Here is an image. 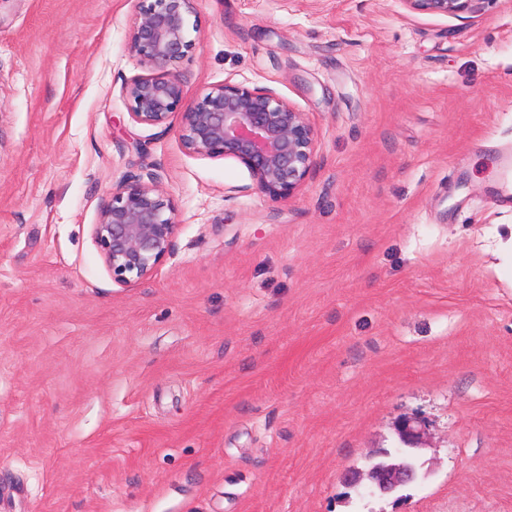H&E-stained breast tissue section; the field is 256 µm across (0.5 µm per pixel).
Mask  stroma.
Segmentation results:
<instances>
[{
    "instance_id": "obj_1",
    "label": "stroma",
    "mask_w": 512,
    "mask_h": 512,
    "mask_svg": "<svg viewBox=\"0 0 512 512\" xmlns=\"http://www.w3.org/2000/svg\"><path fill=\"white\" fill-rule=\"evenodd\" d=\"M138 0H0V512H512V0H197L189 90L269 88L316 163L288 199L129 117ZM154 174L149 277L92 236ZM426 421L422 477L343 476ZM411 10L436 16L458 17L477 12L483 0H402ZM176 211L152 176L146 182L129 175L112 189L92 235L114 282L148 277L172 253L180 226Z\"/></svg>"
}]
</instances>
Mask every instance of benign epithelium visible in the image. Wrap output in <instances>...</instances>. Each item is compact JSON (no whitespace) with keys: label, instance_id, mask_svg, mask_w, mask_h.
Masks as SVG:
<instances>
[{"label":"benign epithelium","instance_id":"benign-epithelium-1","mask_svg":"<svg viewBox=\"0 0 512 512\" xmlns=\"http://www.w3.org/2000/svg\"><path fill=\"white\" fill-rule=\"evenodd\" d=\"M195 2L139 0L126 46L149 74L125 86L131 120L167 129L173 114L180 113L178 136L188 153L236 159L249 170L256 193L284 201L314 166V130L305 113L266 88L225 82L202 87L188 100L180 66L197 48L189 34ZM402 2L416 12L460 18L477 12L484 0ZM178 230L174 202L156 180L129 175L112 190L92 235L112 280L126 285L153 274L172 253ZM425 430V421L417 416L395 426L409 449L421 447ZM394 456L396 461L381 466L370 460L367 484L360 472H348L347 486L385 496L420 479L402 451Z\"/></svg>","mask_w":512,"mask_h":512}]
</instances>
